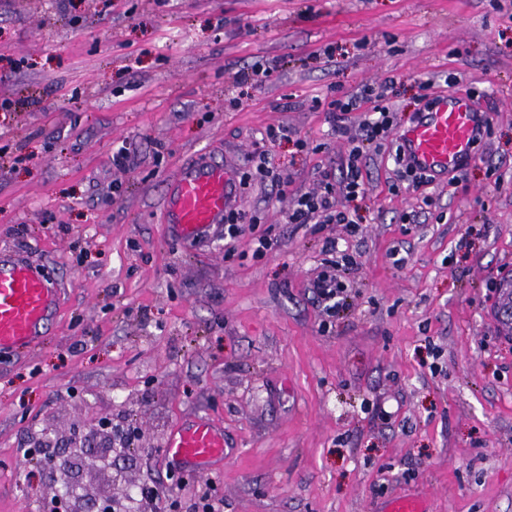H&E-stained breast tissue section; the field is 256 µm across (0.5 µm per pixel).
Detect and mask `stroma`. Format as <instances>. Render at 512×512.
<instances>
[{
	"instance_id": "stroma-1",
	"label": "stroma",
	"mask_w": 512,
	"mask_h": 512,
	"mask_svg": "<svg viewBox=\"0 0 512 512\" xmlns=\"http://www.w3.org/2000/svg\"><path fill=\"white\" fill-rule=\"evenodd\" d=\"M277 61L280 75L235 76ZM462 94L492 134L460 179L419 190L388 149L361 167L356 227L292 224L341 181L365 102L334 130L325 95L387 87L398 130L425 90ZM0 247L62 290L41 344L0 353V512L62 488L24 453L45 424L138 428L119 492L162 483L224 512H512V342L490 320L512 269V0H0ZM286 138L264 144L267 128ZM267 147L285 190L248 182L255 216L182 240L163 222L184 165L234 178ZM125 152V167L113 154ZM271 241L265 255L250 242ZM350 262L345 310L312 293L326 239ZM224 430L208 470H168L190 416ZM278 64H271L264 69H254L251 72H238L236 80L240 86L261 87L271 81L278 72Z\"/></svg>"
}]
</instances>
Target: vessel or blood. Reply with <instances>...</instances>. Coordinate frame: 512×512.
I'll return each instance as SVG.
<instances>
[{
    "label": "vessel or blood",
    "instance_id": "vessel-or-blood-1",
    "mask_svg": "<svg viewBox=\"0 0 512 512\" xmlns=\"http://www.w3.org/2000/svg\"><path fill=\"white\" fill-rule=\"evenodd\" d=\"M489 118L470 98H437L423 118L402 131L400 144L414 165L431 173L453 174L474 155ZM239 190L221 167L188 165L172 179L164 215L175 236L194 239L224 221ZM60 292L24 257L0 254V353L36 347L54 319ZM166 452L178 465L208 464L224 457V431L205 418L179 426L166 439Z\"/></svg>",
    "mask_w": 512,
    "mask_h": 512
}]
</instances>
